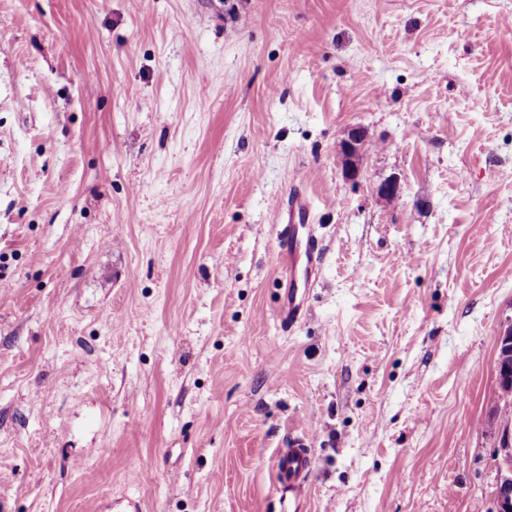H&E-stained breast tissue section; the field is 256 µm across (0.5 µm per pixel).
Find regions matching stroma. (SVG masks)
<instances>
[{
  "label": "stroma",
  "mask_w": 512,
  "mask_h": 512,
  "mask_svg": "<svg viewBox=\"0 0 512 512\" xmlns=\"http://www.w3.org/2000/svg\"><path fill=\"white\" fill-rule=\"evenodd\" d=\"M510 323L512 0H0V512H494ZM311 206L305 196H297L292 200L288 209V219L285 220L278 208V238L283 248L285 256L289 257L296 265L300 260L304 263L305 280L303 284L304 291L308 288L312 274L320 263V254L318 242L312 231L309 229L305 233L302 230L306 228V223L310 219ZM304 291L299 294V289L295 287V279L288 287L284 306L278 311L280 322L284 325L292 326L301 315L302 296ZM499 349L501 348L504 354L497 361V375L499 384L510 385L512 380V366L510 363H504L503 359L512 354V326H508L498 336ZM313 461L305 436L288 439L286 448H280L275 462V479L288 491H296L312 470Z\"/></svg>",
  "instance_id": "obj_1"
}]
</instances>
